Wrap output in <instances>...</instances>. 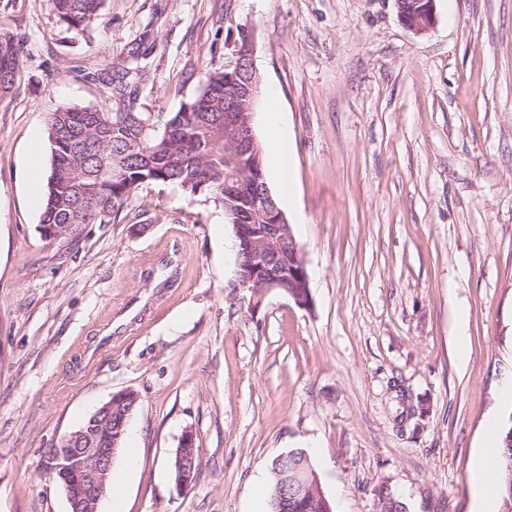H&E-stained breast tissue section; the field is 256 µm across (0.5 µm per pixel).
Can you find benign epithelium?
<instances>
[{"instance_id":"1","label":"benign epithelium","mask_w":512,"mask_h":512,"mask_svg":"<svg viewBox=\"0 0 512 512\" xmlns=\"http://www.w3.org/2000/svg\"><path fill=\"white\" fill-rule=\"evenodd\" d=\"M400 19L414 33L426 32L435 21V0H406ZM224 75L227 81L224 85V149L234 154L254 147L256 142L253 122L259 79L253 66L250 43H243L233 70L224 71ZM251 213L253 217L267 221V232H256L254 224L234 225L238 247L250 255V267L238 273L236 288L249 294L252 310L258 309L266 294L272 291L286 295L298 306H308L306 262L298 258L302 250L268 186L253 185ZM285 242L290 249L288 267L272 272L268 261L272 254L280 252ZM187 448H195V437L190 431L185 432L178 449V483L181 485L190 484L193 477L185 456ZM116 451L115 447H95L93 438L87 433L71 434L59 446L50 449V458L57 462V468L73 469L77 479L78 491L75 492L68 485L67 474H58L70 512H98V505L107 492L106 482ZM279 478L282 484L291 485L299 495L319 488L317 476L298 465L282 471Z\"/></svg>"}]
</instances>
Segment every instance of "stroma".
I'll return each instance as SVG.
<instances>
[{
    "label": "stroma",
    "instance_id": "stroma-1",
    "mask_svg": "<svg viewBox=\"0 0 512 512\" xmlns=\"http://www.w3.org/2000/svg\"><path fill=\"white\" fill-rule=\"evenodd\" d=\"M435 8L417 35L395 0H106L77 33L52 0H0V34L26 40L0 99V512H68L47 451L119 391L138 398L126 512H270L256 482L297 447L333 512H378L382 487L470 512L485 417L512 419V0ZM143 34L136 106L155 115L250 41L288 129L309 307L273 291L250 310L223 208L174 185L77 241L41 235L33 137L56 108L109 105L81 75ZM184 448H195V437L190 431L185 432L182 437L180 448L178 450V483L180 485H188L192 482V477H195L200 466V460L198 455V448H195V459H194V476L192 468L187 464V458H193L194 452L191 456H185Z\"/></svg>",
    "mask_w": 512,
    "mask_h": 512
}]
</instances>
